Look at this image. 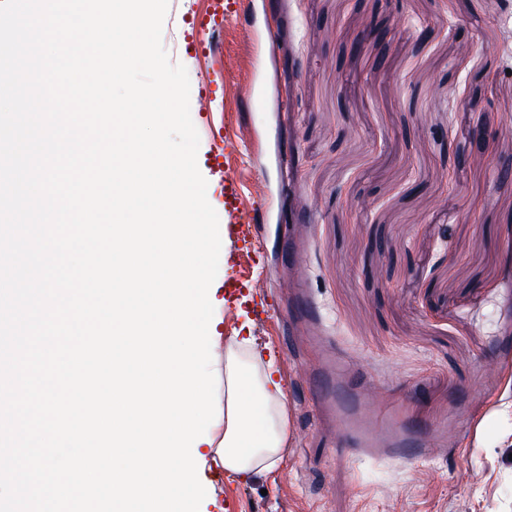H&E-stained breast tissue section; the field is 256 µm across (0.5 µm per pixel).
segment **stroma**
<instances>
[{"mask_svg":"<svg viewBox=\"0 0 512 512\" xmlns=\"http://www.w3.org/2000/svg\"><path fill=\"white\" fill-rule=\"evenodd\" d=\"M224 5L217 62L193 49L208 0H169L162 44L194 125L222 113L241 187L214 328L271 354L289 431L282 462L224 475L207 512H512L492 418L512 405V0ZM483 121L488 153L454 164Z\"/></svg>","mask_w":512,"mask_h":512,"instance_id":"1","label":"stroma"}]
</instances>
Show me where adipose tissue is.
<instances>
[{"label": "adipose tissue", "instance_id": "adipose-tissue-1", "mask_svg": "<svg viewBox=\"0 0 512 512\" xmlns=\"http://www.w3.org/2000/svg\"><path fill=\"white\" fill-rule=\"evenodd\" d=\"M247 345L243 339L228 346L218 362L224 381L221 419L209 430L210 443L198 447L207 471L243 478L277 466L287 439L283 387L274 365L248 353Z\"/></svg>", "mask_w": 512, "mask_h": 512}]
</instances>
